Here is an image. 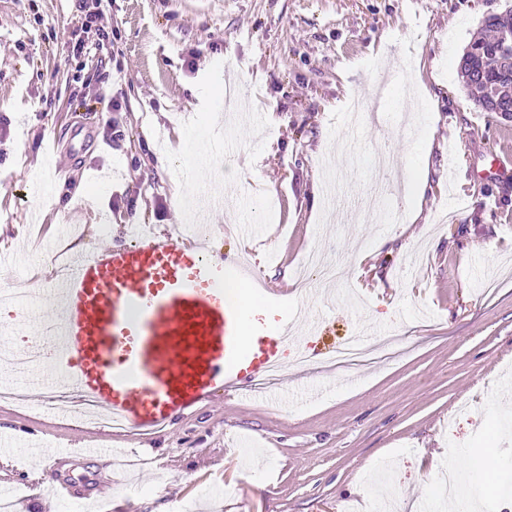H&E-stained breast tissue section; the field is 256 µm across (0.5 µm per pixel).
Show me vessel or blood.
I'll use <instances>...</instances> for the list:
<instances>
[{"mask_svg":"<svg viewBox=\"0 0 512 512\" xmlns=\"http://www.w3.org/2000/svg\"><path fill=\"white\" fill-rule=\"evenodd\" d=\"M232 279L263 306L288 304L289 291L258 278L239 250L203 238L179 243L152 229L71 261L49 289L53 316L26 313L51 326L50 353L16 394L65 378L94 410L146 435L216 391L250 388L283 368L295 328L285 319L244 324ZM43 472L58 500L77 499L52 464Z\"/></svg>","mask_w":512,"mask_h":512,"instance_id":"obj_1","label":"vessel or blood"}]
</instances>
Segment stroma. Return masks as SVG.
I'll list each match as a JSON object with an SVG mask.
<instances>
[{
    "label": "stroma",
    "mask_w": 512,
    "mask_h": 512,
    "mask_svg": "<svg viewBox=\"0 0 512 512\" xmlns=\"http://www.w3.org/2000/svg\"><path fill=\"white\" fill-rule=\"evenodd\" d=\"M114 31L107 63L74 56L97 40L76 0H0V286L33 287L49 312L57 248L88 252L134 224L250 253L272 287L307 275L303 306L320 336L290 348L264 388L217 393L151 435L117 439L47 414L43 395L0 401V459L42 467L83 493L82 512H441L433 474L452 466L477 512L512 502V116L481 110L460 57L512 0H100ZM198 57V68L188 65ZM112 74L113 114L92 80ZM421 72L429 100L398 96ZM391 121L347 135L345 106ZM119 119V147L105 144ZM92 142L79 155L70 130ZM207 152L200 221L174 206L191 146ZM428 179L424 220L409 223L407 181ZM120 194L119 209L109 202ZM226 224L252 236L217 234ZM311 249L336 280L302 272ZM411 337L369 370L333 369L352 339ZM101 447L93 458L85 444ZM496 466L488 488L485 464ZM17 512H70L40 483L0 474Z\"/></svg>",
    "instance_id": "obj_1"
}]
</instances>
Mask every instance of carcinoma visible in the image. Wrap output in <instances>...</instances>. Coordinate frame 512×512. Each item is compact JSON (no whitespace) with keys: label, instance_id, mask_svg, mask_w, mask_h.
<instances>
[{"label":"carcinoma","instance_id":"1","mask_svg":"<svg viewBox=\"0 0 512 512\" xmlns=\"http://www.w3.org/2000/svg\"><path fill=\"white\" fill-rule=\"evenodd\" d=\"M512 33V11L493 13L485 19L470 47L473 53L459 68L468 96L486 112L512 115V53L503 50V35Z\"/></svg>","mask_w":512,"mask_h":512}]
</instances>
